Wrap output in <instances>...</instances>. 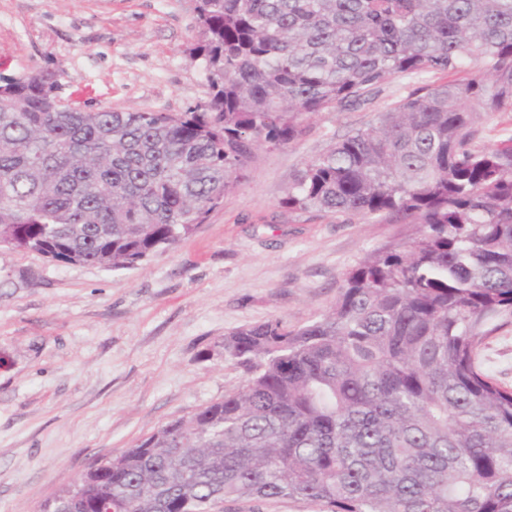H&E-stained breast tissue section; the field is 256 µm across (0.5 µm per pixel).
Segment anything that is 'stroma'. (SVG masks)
Returning a JSON list of instances; mask_svg holds the SVG:
<instances>
[{"instance_id":"obj_1","label":"stroma","mask_w":512,"mask_h":512,"mask_svg":"<svg viewBox=\"0 0 512 512\" xmlns=\"http://www.w3.org/2000/svg\"><path fill=\"white\" fill-rule=\"evenodd\" d=\"M199 37L195 0H0V73L62 69L93 110L177 113L209 99L188 53ZM447 80L393 76L361 104L316 114L301 138L260 150L196 234L134 268L0 247V512H38L103 458L222 400L247 379L225 336L308 324L366 254L406 241L413 225L282 200L336 139ZM487 328L477 364L512 388V321Z\"/></svg>"}]
</instances>
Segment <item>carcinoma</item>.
Wrapping results in <instances>:
<instances>
[{"label":"carcinoma","mask_w":512,"mask_h":512,"mask_svg":"<svg viewBox=\"0 0 512 512\" xmlns=\"http://www.w3.org/2000/svg\"><path fill=\"white\" fill-rule=\"evenodd\" d=\"M210 98L95 111L61 69L0 74V245L128 269L196 232L263 147L392 76L474 75L409 94L308 161L283 204L414 225L345 275L319 319L224 337L244 385L137 441L67 512H512V389L476 365L512 317V0H198ZM477 127L478 141L484 145H492L512 136V113L493 118L481 116ZM251 506H254V512H321L324 509L321 508L320 505L310 503L302 500H289L282 499L277 501H268L260 504L253 503H245L236 505V508H239L242 512H250L252 509Z\"/></svg>","instance_id":"1"}]
</instances>
